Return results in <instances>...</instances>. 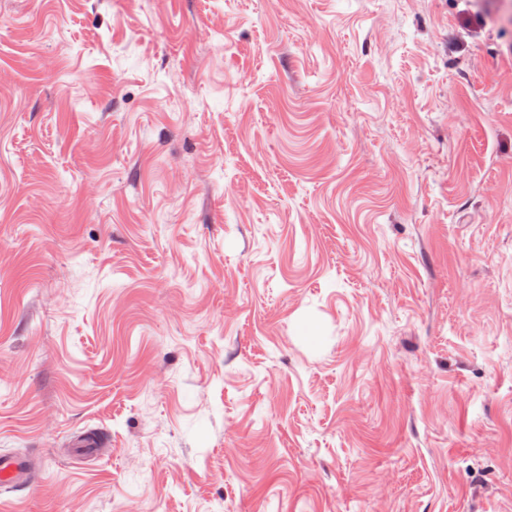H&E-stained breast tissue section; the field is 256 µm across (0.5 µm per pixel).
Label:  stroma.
I'll list each match as a JSON object with an SVG mask.
<instances>
[{
  "instance_id": "stroma-1",
  "label": "stroma",
  "mask_w": 512,
  "mask_h": 512,
  "mask_svg": "<svg viewBox=\"0 0 512 512\" xmlns=\"http://www.w3.org/2000/svg\"><path fill=\"white\" fill-rule=\"evenodd\" d=\"M0 454V512H512V0H0Z\"/></svg>"
}]
</instances>
